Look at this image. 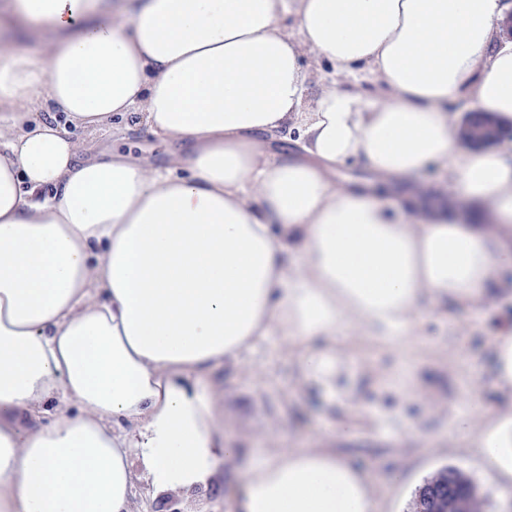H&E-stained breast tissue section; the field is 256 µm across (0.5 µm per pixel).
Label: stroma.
I'll return each mask as SVG.
<instances>
[{
	"instance_id": "obj_1",
	"label": "stroma",
	"mask_w": 512,
	"mask_h": 512,
	"mask_svg": "<svg viewBox=\"0 0 512 512\" xmlns=\"http://www.w3.org/2000/svg\"><path fill=\"white\" fill-rule=\"evenodd\" d=\"M309 96L330 82L368 93V74L344 77L307 53ZM512 325V299L491 311L433 304L418 336L402 346L373 336H342L356 371L354 402L326 397L301 377L295 346L273 336L244 360L213 370L224 438L239 450L215 482L191 494L154 495L138 482L135 512H232L230 490L241 463L275 448H333L375 476L377 512H410L418 488L452 467L476 485L481 512H512V490L497 485L478 448L455 430L462 415L479 419L508 399L496 387L489 336Z\"/></svg>"
}]
</instances>
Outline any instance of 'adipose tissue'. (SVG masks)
I'll list each match as a JSON object with an SVG mask.
<instances>
[{
  "mask_svg": "<svg viewBox=\"0 0 512 512\" xmlns=\"http://www.w3.org/2000/svg\"><path fill=\"white\" fill-rule=\"evenodd\" d=\"M505 17L504 0H0V512H130L139 477L210 486L238 450L202 377L268 337L345 397L337 337L401 342L426 303L493 305L512 142L465 145L449 106L512 123ZM309 52L378 95L308 98ZM133 120L176 145L166 165L88 157L86 135ZM433 163L477 215L416 182ZM456 429L512 488V406ZM238 488L235 512H376L371 474L330 448L269 451Z\"/></svg>",
  "mask_w": 512,
  "mask_h": 512,
  "instance_id": "ef3b65f1",
  "label": "adipose tissue"
}]
</instances>
